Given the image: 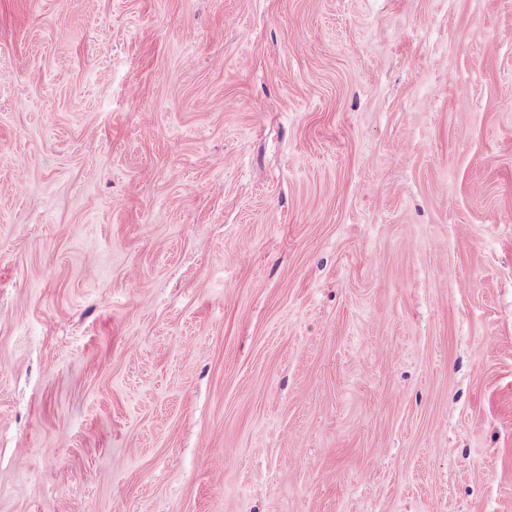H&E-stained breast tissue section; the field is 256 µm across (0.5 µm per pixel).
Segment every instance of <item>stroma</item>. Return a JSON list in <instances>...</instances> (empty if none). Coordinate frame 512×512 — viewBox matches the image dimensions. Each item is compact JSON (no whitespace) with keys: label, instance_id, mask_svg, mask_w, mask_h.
<instances>
[{"label":"stroma","instance_id":"35a3bbf8","mask_svg":"<svg viewBox=\"0 0 512 512\" xmlns=\"http://www.w3.org/2000/svg\"><path fill=\"white\" fill-rule=\"evenodd\" d=\"M512 0H0V512H512Z\"/></svg>","mask_w":512,"mask_h":512}]
</instances>
